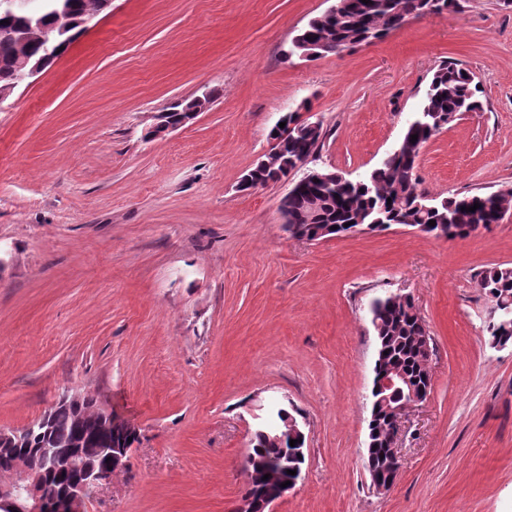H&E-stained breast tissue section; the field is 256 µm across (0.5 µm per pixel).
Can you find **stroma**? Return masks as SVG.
Masks as SVG:
<instances>
[{
	"instance_id": "obj_1",
	"label": "stroma",
	"mask_w": 512,
	"mask_h": 512,
	"mask_svg": "<svg viewBox=\"0 0 512 512\" xmlns=\"http://www.w3.org/2000/svg\"><path fill=\"white\" fill-rule=\"evenodd\" d=\"M333 2L112 0L0 103V429L66 394L133 421L140 441L89 512H234L274 402L306 422L301 478L274 512H512V346H489L476 286L512 266V210L463 239L394 225L306 243L280 210L291 179L239 189L304 102L325 131L314 168L377 167L448 61L483 108L426 144L420 190L512 187V5L460 0L368 45L289 55ZM205 90L194 123L149 136L154 114ZM391 294L432 338V391L380 495L369 304Z\"/></svg>"
}]
</instances>
